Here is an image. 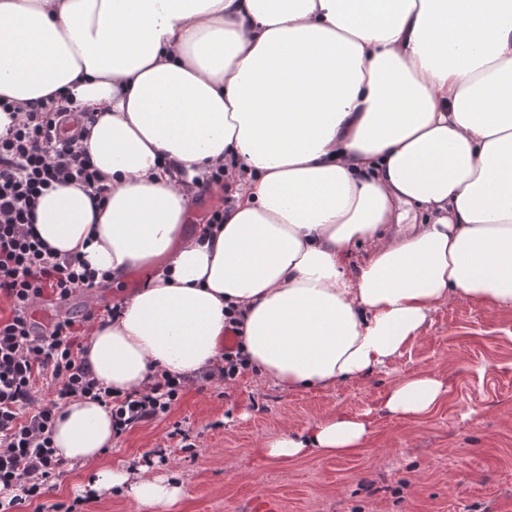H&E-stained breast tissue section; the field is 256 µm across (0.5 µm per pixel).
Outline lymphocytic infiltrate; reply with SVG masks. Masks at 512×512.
I'll list each match as a JSON object with an SVG mask.
<instances>
[{
    "instance_id": "1",
    "label": "lymphocytic infiltrate",
    "mask_w": 512,
    "mask_h": 512,
    "mask_svg": "<svg viewBox=\"0 0 512 512\" xmlns=\"http://www.w3.org/2000/svg\"><path fill=\"white\" fill-rule=\"evenodd\" d=\"M69 119L54 102L37 103L8 137H0V512H23L29 505L36 512H79L83 505L80 497L70 504L48 499L64 464L51 441L63 400L104 404L120 434L165 417L188 385L159 372L147 392L114 396L81 357L80 334L97 313L59 314L44 326L33 316L37 304L62 305L110 280L80 255H57L32 229L39 199L53 185L102 187L81 134L64 132ZM42 384L55 391V399L39 398Z\"/></svg>"
}]
</instances>
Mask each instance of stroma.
Listing matches in <instances>:
<instances>
[{
	"label": "stroma",
	"instance_id": "obj_1",
	"mask_svg": "<svg viewBox=\"0 0 512 512\" xmlns=\"http://www.w3.org/2000/svg\"><path fill=\"white\" fill-rule=\"evenodd\" d=\"M416 369L447 377L444 401L412 422L381 413L389 386ZM336 412L368 414L364 448L257 454L281 427L301 431ZM102 462L182 484L174 512H512V310L454 298L392 368L364 382L287 394L249 372L230 389L190 386L166 417L114 438Z\"/></svg>",
	"mask_w": 512,
	"mask_h": 512
}]
</instances>
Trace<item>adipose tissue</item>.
Wrapping results in <instances>:
<instances>
[{"mask_svg": "<svg viewBox=\"0 0 512 512\" xmlns=\"http://www.w3.org/2000/svg\"><path fill=\"white\" fill-rule=\"evenodd\" d=\"M0 98L91 121L106 199L55 185L39 238L116 279L152 272L83 353L114 395L217 366L228 308L249 368L286 393L391 367L454 296L512 309V0H0ZM220 166L237 177L223 223L186 233L195 179ZM409 205L426 218L404 230ZM447 391L416 372L382 409L417 420ZM371 433L336 413L260 453L345 455ZM112 437L104 405L72 400L52 445L91 493L172 512L183 485L103 465Z\"/></svg>", "mask_w": 512, "mask_h": 512, "instance_id": "ef3b65f1", "label": "adipose tissue"}]
</instances>
